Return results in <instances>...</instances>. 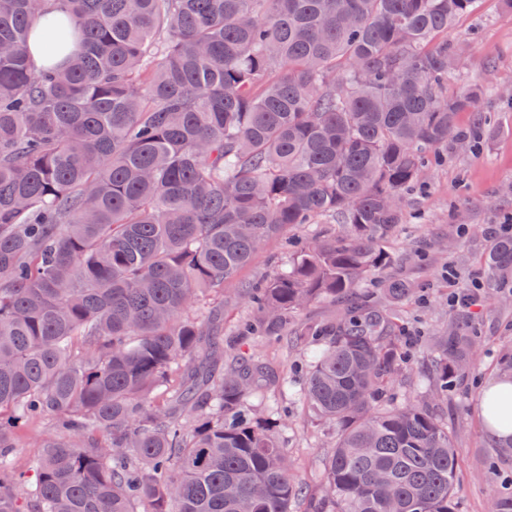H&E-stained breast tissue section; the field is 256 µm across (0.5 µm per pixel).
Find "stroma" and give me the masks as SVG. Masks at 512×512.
Segmentation results:
<instances>
[{
  "label": "stroma",
  "mask_w": 512,
  "mask_h": 512,
  "mask_svg": "<svg viewBox=\"0 0 512 512\" xmlns=\"http://www.w3.org/2000/svg\"><path fill=\"white\" fill-rule=\"evenodd\" d=\"M448 41L460 53L448 90L459 92L471 83L485 88L477 113L486 115L488 132L479 153L449 151L441 166L429 170L426 190L409 197L403 222L387 241L394 256L392 273L425 289L423 301L407 306L410 332L422 348L448 324L449 293L484 278L490 230L512 216V102L500 97L501 91H512V14L501 0H479L474 13L461 16L449 29ZM472 319L486 351L475 373L463 381V396L449 398L440 414L454 432L455 446L463 450L457 496L466 512H489L484 464L494 455L496 442L482 421L478 397L497 377L503 349L512 347V297L480 304ZM281 437L299 479L309 483L319 477L333 450L332 434L296 406Z\"/></svg>",
  "instance_id": "obj_1"
}]
</instances>
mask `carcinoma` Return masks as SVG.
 <instances>
[{
  "instance_id": "obj_1",
  "label": "carcinoma",
  "mask_w": 512,
  "mask_h": 512,
  "mask_svg": "<svg viewBox=\"0 0 512 512\" xmlns=\"http://www.w3.org/2000/svg\"><path fill=\"white\" fill-rule=\"evenodd\" d=\"M43 2L0 0V512H463L448 422L395 401L416 288L385 243L428 168L483 140L457 123L482 88L448 95L477 0ZM37 36L62 64L33 68ZM336 215L341 237L287 241L241 289L237 335L288 337L305 372L224 364V288ZM484 267L512 284V236ZM482 347L450 321L416 378L446 403ZM285 390L335 431L312 490L264 402ZM40 420L29 483L18 429ZM284 239H274L267 243L258 253L252 263L242 272L240 281L247 284H256L271 275L287 259Z\"/></svg>"
}]
</instances>
